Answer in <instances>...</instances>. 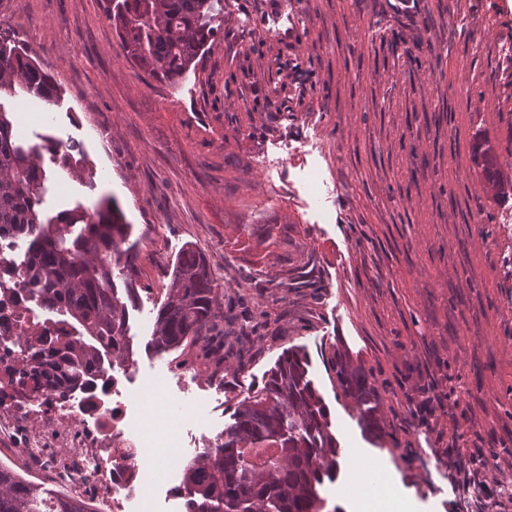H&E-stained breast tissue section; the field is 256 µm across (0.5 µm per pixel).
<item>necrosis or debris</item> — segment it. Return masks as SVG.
<instances>
[{
  "instance_id": "obj_1",
  "label": "necrosis or debris",
  "mask_w": 512,
  "mask_h": 512,
  "mask_svg": "<svg viewBox=\"0 0 512 512\" xmlns=\"http://www.w3.org/2000/svg\"><path fill=\"white\" fill-rule=\"evenodd\" d=\"M14 239H0V334L9 335L29 309L19 285L20 264L9 254ZM129 368L101 370L90 389L60 395L51 383L9 391L0 414V441L15 462L66 494L92 502L99 512H130L142 479L159 459L178 449L163 435L138 431L130 411Z\"/></svg>"
}]
</instances>
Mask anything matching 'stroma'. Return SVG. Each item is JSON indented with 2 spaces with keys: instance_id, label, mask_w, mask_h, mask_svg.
<instances>
[{
  "instance_id": "35a3bbf8",
  "label": "stroma",
  "mask_w": 512,
  "mask_h": 512,
  "mask_svg": "<svg viewBox=\"0 0 512 512\" xmlns=\"http://www.w3.org/2000/svg\"><path fill=\"white\" fill-rule=\"evenodd\" d=\"M109 7L0 0V29L62 88L0 105L34 112L22 143L88 160L76 181L45 159L44 215L110 196L132 226L133 409L184 450L143 498L182 512L156 480L181 482L298 347L341 447L380 462L407 512H512V0H215L217 33L172 82L126 57ZM191 244L250 316L244 355L147 348ZM338 349L378 391L379 441L328 369Z\"/></svg>"
}]
</instances>
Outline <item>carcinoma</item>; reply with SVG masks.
I'll use <instances>...</instances> for the list:
<instances>
[{"label":"carcinoma","instance_id":"obj_1","mask_svg":"<svg viewBox=\"0 0 512 512\" xmlns=\"http://www.w3.org/2000/svg\"><path fill=\"white\" fill-rule=\"evenodd\" d=\"M213 0H115L110 15L126 56L153 77L174 81L190 68L215 35ZM21 88L48 105L60 98L55 79L28 56L15 37L0 34V97ZM71 173L79 161L50 136L23 145L0 104V234L28 242L22 287L58 315L53 339L36 324L20 321L14 343L28 354L17 359L0 389L40 378L59 392L85 382L104 363L124 367L132 358L126 334L130 278L137 254L127 244L131 225L116 200L103 197L91 211L78 206L44 217L47 171L44 154ZM80 232L68 239L71 228ZM124 292H119L117 280ZM219 284L207 258L193 247L174 264L165 303L148 349L185 350L201 342L242 337L238 318L224 315ZM306 352L290 348L263 387L238 402L233 422L214 448L183 468L187 512H323L320 487L336 479L339 443L327 405L308 372ZM331 370L352 400L359 425L369 434L383 429L369 375L344 352ZM0 512H92L71 497H58L41 484L0 463Z\"/></svg>","mask_w":512,"mask_h":512}]
</instances>
